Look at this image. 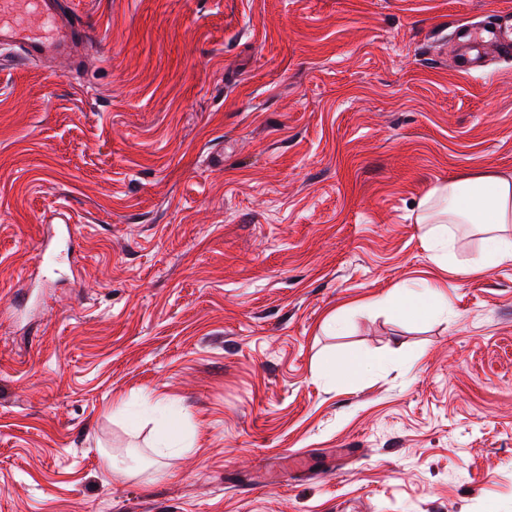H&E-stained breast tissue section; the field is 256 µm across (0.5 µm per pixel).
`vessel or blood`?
Returning <instances> with one entry per match:
<instances>
[{"mask_svg": "<svg viewBox=\"0 0 512 512\" xmlns=\"http://www.w3.org/2000/svg\"><path fill=\"white\" fill-rule=\"evenodd\" d=\"M91 44L87 27L68 11L64 0H0V48L24 59L52 61L59 57L79 62ZM482 53L467 60L466 70L477 71L488 53L512 56V28L492 25L481 42Z\"/></svg>", "mask_w": 512, "mask_h": 512, "instance_id": "1", "label": "vessel or blood"}]
</instances>
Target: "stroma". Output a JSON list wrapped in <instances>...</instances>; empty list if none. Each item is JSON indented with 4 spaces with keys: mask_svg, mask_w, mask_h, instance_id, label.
Instances as JSON below:
<instances>
[{
    "mask_svg": "<svg viewBox=\"0 0 512 512\" xmlns=\"http://www.w3.org/2000/svg\"><path fill=\"white\" fill-rule=\"evenodd\" d=\"M73 3L77 68L0 49V512H512V264L417 221L512 179V60L457 49L512 0ZM439 204L437 212L423 210L420 224H433L426 233L432 260L444 271L472 275L502 264L512 263V236L502 234L512 223V181L491 171H481L457 180L449 179L429 190L422 205ZM443 216L442 219L434 216ZM447 224H471L489 236L478 259L466 266L455 264L454 242ZM76 228V224H63V227L57 229L50 236L44 239L38 249L37 252V261L39 264L44 266H53L58 261V255L52 246V240L56 236L58 232L67 236L69 241H72L74 238V230ZM442 288L440 284L433 283L423 292L405 289L398 295L385 298L384 302L398 316L422 318L448 308V298Z\"/></svg>",
    "mask_w": 512,
    "mask_h": 512,
    "instance_id": "35a3bbf8",
    "label": "stroma"
}]
</instances>
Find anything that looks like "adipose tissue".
Masks as SVG:
<instances>
[{
  "mask_svg": "<svg viewBox=\"0 0 512 512\" xmlns=\"http://www.w3.org/2000/svg\"><path fill=\"white\" fill-rule=\"evenodd\" d=\"M436 202L438 211L421 212L418 223L427 225L426 239L433 261L444 271L472 275L509 262L512 263V236L504 228L512 223V181L491 171H481L434 186L426 195ZM452 224H469L486 234L478 259L466 266L453 260L454 242L448 234ZM387 305L400 316L422 318L446 309L448 298L440 284L424 291L410 289L387 297Z\"/></svg>",
  "mask_w": 512,
  "mask_h": 512,
  "instance_id": "adipose-tissue-1",
  "label": "adipose tissue"
}]
</instances>
